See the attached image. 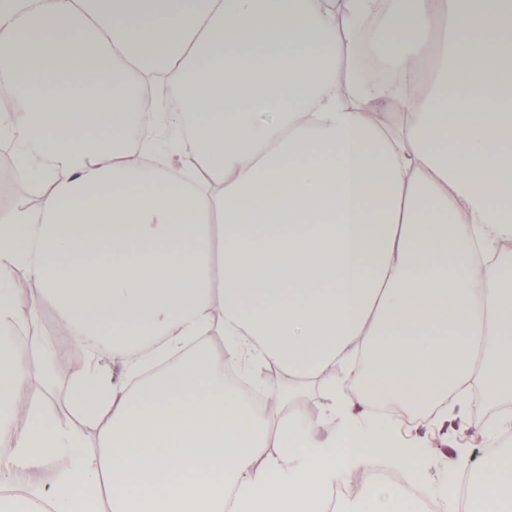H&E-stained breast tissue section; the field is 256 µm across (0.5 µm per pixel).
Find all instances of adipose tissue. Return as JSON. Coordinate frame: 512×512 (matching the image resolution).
Here are the masks:
<instances>
[{
	"label": "adipose tissue",
	"instance_id": "1",
	"mask_svg": "<svg viewBox=\"0 0 512 512\" xmlns=\"http://www.w3.org/2000/svg\"><path fill=\"white\" fill-rule=\"evenodd\" d=\"M388 9L372 41L427 90L368 84L333 0H0V139L41 189L0 199V512H330L372 456L423 468L411 405L512 398V0ZM46 305L91 451L48 398L15 423ZM228 358L322 384L337 429L272 426ZM476 483L512 512V449ZM57 346L64 350L63 358L57 363V373L68 371L79 359L81 346L73 342L65 328H57Z\"/></svg>",
	"mask_w": 512,
	"mask_h": 512
}]
</instances>
